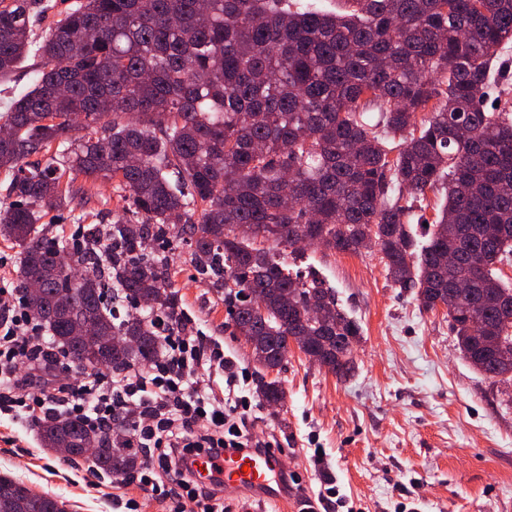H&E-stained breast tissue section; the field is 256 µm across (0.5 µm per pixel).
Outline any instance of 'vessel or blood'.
Here are the masks:
<instances>
[{"label":"vessel or blood","instance_id":"b4317fda","mask_svg":"<svg viewBox=\"0 0 512 512\" xmlns=\"http://www.w3.org/2000/svg\"><path fill=\"white\" fill-rule=\"evenodd\" d=\"M193 469L199 481H209L214 473H221L225 485L261 500H281L278 479L282 472V458L278 452L249 453L228 451L219 459L207 456L196 458Z\"/></svg>","mask_w":512,"mask_h":512}]
</instances>
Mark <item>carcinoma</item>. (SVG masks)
I'll return each mask as SVG.
<instances>
[{
  "instance_id": "cac0c4a2",
  "label": "carcinoma",
  "mask_w": 512,
  "mask_h": 512,
  "mask_svg": "<svg viewBox=\"0 0 512 512\" xmlns=\"http://www.w3.org/2000/svg\"><path fill=\"white\" fill-rule=\"evenodd\" d=\"M324 14L301 0H74L35 33L42 0H0V83L28 57L32 87L0 113V239L18 248L20 289L69 363L125 370L152 360L153 322L177 323L179 292L167 259L172 226L186 235L196 272L224 295L253 353L282 368L288 339L339 380L355 370L356 322L336 293L292 276L263 247L317 246L355 254L374 239L387 276L423 309L448 305L462 359L512 386V108L500 105L512 67V0H347ZM377 113L370 121L368 113ZM112 182L126 207L88 230L74 262L41 221L71 210L65 177ZM448 186L427 243L409 224L428 193ZM249 234L239 233L241 227ZM457 254L448 264V252ZM81 281H75V277ZM43 284L39 299L29 283ZM147 312L123 319L105 297ZM317 300L329 323L310 317ZM93 323L120 346L78 345ZM278 406L280 380L256 378ZM104 440L74 419L49 417V451ZM108 475L136 455H94ZM0 512H60V502L8 477Z\"/></svg>"
}]
</instances>
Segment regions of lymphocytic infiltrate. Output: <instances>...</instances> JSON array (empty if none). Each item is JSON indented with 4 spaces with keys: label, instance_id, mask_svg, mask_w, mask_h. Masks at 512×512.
Instances as JSON below:
<instances>
[{
    "label": "lymphocytic infiltrate",
    "instance_id": "f902f5d3",
    "mask_svg": "<svg viewBox=\"0 0 512 512\" xmlns=\"http://www.w3.org/2000/svg\"><path fill=\"white\" fill-rule=\"evenodd\" d=\"M158 332L161 350L144 369L77 381L67 375L63 353L47 341L21 295L1 284L0 410L28 419H80L102 431L123 418L128 427L121 447L146 455L134 482L158 499L173 500L174 512H224L223 480L198 483L191 459L218 458L228 449L264 452L277 441L250 433L249 395L239 393L226 403L201 385V376L214 370L224 372L227 385H239V373L221 345L189 335L184 323Z\"/></svg>",
    "mask_w": 512,
    "mask_h": 512
}]
</instances>
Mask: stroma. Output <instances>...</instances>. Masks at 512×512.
Here are the masks:
<instances>
[{"instance_id":"stroma-1","label":"stroma","mask_w":512,"mask_h":512,"mask_svg":"<svg viewBox=\"0 0 512 512\" xmlns=\"http://www.w3.org/2000/svg\"><path fill=\"white\" fill-rule=\"evenodd\" d=\"M73 218L49 225L69 237L122 212L111 184L76 176ZM195 330L223 346L234 365L252 368L248 347L233 336L224 298L200 278L190 247L174 239L164 251ZM291 270L332 288L360 325L356 372L346 380L309 362L296 345L277 371L282 406H261L256 430L273 435L284 470L307 490L335 476L341 494L367 512H512V407L493 383L460 356L446 308L422 310L414 293L395 288L376 251L339 254L305 247L289 254ZM38 421L0 413V474L58 498L66 512H172L150 493L118 487L116 476L89 472L44 450Z\"/></svg>"}]
</instances>
